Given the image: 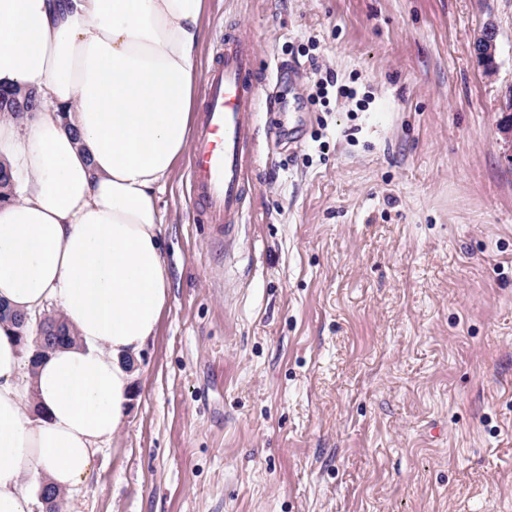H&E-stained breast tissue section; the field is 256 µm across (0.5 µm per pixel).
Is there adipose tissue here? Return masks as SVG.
Instances as JSON below:
<instances>
[{"mask_svg":"<svg viewBox=\"0 0 512 512\" xmlns=\"http://www.w3.org/2000/svg\"><path fill=\"white\" fill-rule=\"evenodd\" d=\"M205 0H0V302L56 303L76 341L32 362L0 321V512L91 475L121 429L168 299L155 194L193 122ZM40 105V101L32 91L26 92L16 89L0 93V113L12 112L20 115L24 112L36 111Z\"/></svg>","mask_w":512,"mask_h":512,"instance_id":"obj_1","label":"adipose tissue"}]
</instances>
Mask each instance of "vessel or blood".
I'll return each mask as SVG.
<instances>
[{"label": "vessel or blood", "instance_id": "1", "mask_svg": "<svg viewBox=\"0 0 512 512\" xmlns=\"http://www.w3.org/2000/svg\"><path fill=\"white\" fill-rule=\"evenodd\" d=\"M264 81L251 40L225 30L203 78L202 109L191 136L187 181L193 210L228 241L244 222L250 187L246 170L256 148L251 134L256 89Z\"/></svg>", "mask_w": 512, "mask_h": 512}]
</instances>
